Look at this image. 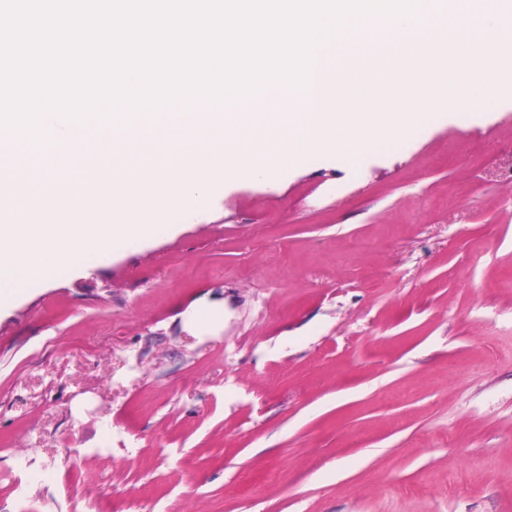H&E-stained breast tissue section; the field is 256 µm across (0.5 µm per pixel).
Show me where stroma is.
<instances>
[{
	"mask_svg": "<svg viewBox=\"0 0 512 512\" xmlns=\"http://www.w3.org/2000/svg\"><path fill=\"white\" fill-rule=\"evenodd\" d=\"M0 512H512V103L32 281L0 307ZM184 328L198 339L216 336L224 328V305L200 300L185 314Z\"/></svg>",
	"mask_w": 512,
	"mask_h": 512,
	"instance_id": "obj_1",
	"label": "stroma"
}]
</instances>
